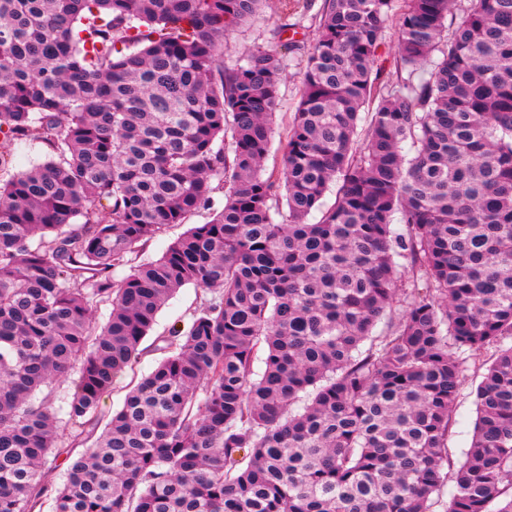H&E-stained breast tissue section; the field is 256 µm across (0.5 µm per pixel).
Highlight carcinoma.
Returning a JSON list of instances; mask_svg holds the SVG:
<instances>
[{
	"instance_id": "carcinoma-1",
	"label": "carcinoma",
	"mask_w": 512,
	"mask_h": 512,
	"mask_svg": "<svg viewBox=\"0 0 512 512\" xmlns=\"http://www.w3.org/2000/svg\"><path fill=\"white\" fill-rule=\"evenodd\" d=\"M266 2L0 0V132L48 152L0 186V512H434L446 468L443 512H512V0H322L271 169L283 57L218 60ZM190 284L210 297L102 417ZM209 217L208 212H205L191 216L185 224H171L143 250L142 258H159L171 243L182 236L191 227V224H203L205 221L209 220ZM484 371L482 365L470 360L464 364V380L455 401L454 422L448 435V448L453 460L469 449L477 418L475 389ZM130 381L131 373L122 375L115 380L112 390L101 398V408L104 413L111 415L112 411L121 407Z\"/></svg>"
}]
</instances>
